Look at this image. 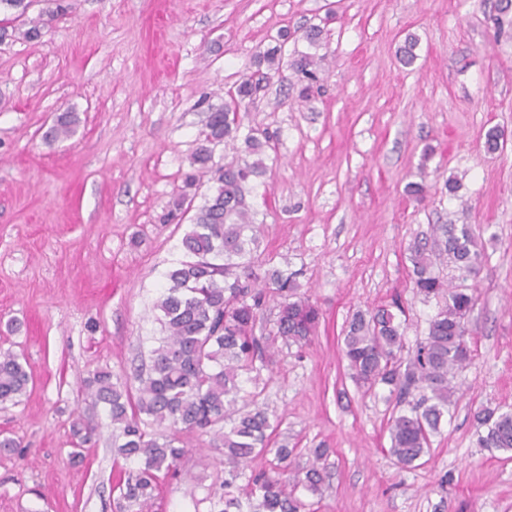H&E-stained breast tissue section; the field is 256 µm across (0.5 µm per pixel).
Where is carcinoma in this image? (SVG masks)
I'll list each match as a JSON object with an SVG mask.
<instances>
[{"mask_svg":"<svg viewBox=\"0 0 512 512\" xmlns=\"http://www.w3.org/2000/svg\"><path fill=\"white\" fill-rule=\"evenodd\" d=\"M52 8L24 22L28 41H40L51 24L66 16L68 0H50ZM26 0H0V39L10 36L15 22L27 13ZM282 53L281 43L256 56V70L225 91L224 103L207 105L206 120L198 134V147L185 174V187L211 175L215 191L195 213L181 239L185 259L165 273V289L155 303L165 336L150 350V364L136 375L138 387L112 382V373L99 370L85 381L92 401L108 411L112 428L119 432V452L138 467L119 481L118 508L123 503L148 506L158 489L160 475L176 472L185 453L183 437L214 435L224 449V492L219 512H302L305 504L298 488L316 494L324 481L317 464L305 474L294 469L293 450L276 440L279 423L258 402L260 368L270 344L254 335L259 313L269 297L280 298L273 336L284 343L305 345L320 321L319 309L296 297L301 272L272 266L259 273L251 261L260 225L254 223L246 202L247 186L265 173L261 133H241L237 112L272 78ZM291 68L302 82L299 96L307 98L317 82L316 62L301 54ZM78 119L65 111L56 116L49 140H64L75 133ZM243 155L227 164L215 161V148L236 141ZM481 259L478 244L466 225L438 224L433 246L419 241L411 249L412 282L426 297H442L445 305L431 320L425 341L403 354L404 321L389 305L357 312L344 331L343 353L352 378L366 390L389 387L398 411L389 420L390 448L396 461L409 467L430 448L442 417L455 395L448 375L474 357L466 317L473 294L450 288L434 271L438 264L471 274ZM31 380L27 364L11 352H0V404L17 405ZM477 418L486 427L479 436L484 448L512 451V411L484 409ZM73 456L83 458L94 427L78 419L72 425ZM272 454L276 475H252L237 484L247 462Z\"/></svg>","mask_w":512,"mask_h":512,"instance_id":"carcinoma-1","label":"carcinoma"}]
</instances>
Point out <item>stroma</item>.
I'll return each instance as SVG.
<instances>
[{
	"instance_id": "35a3bbf8",
	"label": "stroma",
	"mask_w": 512,
	"mask_h": 512,
	"mask_svg": "<svg viewBox=\"0 0 512 512\" xmlns=\"http://www.w3.org/2000/svg\"><path fill=\"white\" fill-rule=\"evenodd\" d=\"M498 2L70 0L41 42H0V351L32 376L20 404L0 405V432L21 446L0 452V512H116L129 464L82 384L101 369L130 379L160 336L152 305L193 214L162 217L197 146L200 103L221 104L283 30L286 65L239 122L270 136L247 195L264 226L253 261L300 270L299 293L322 314L310 343H275L260 380L296 469H324L318 494L297 492L305 512H512V452L480 447L476 419L512 408V10ZM411 34L407 67L398 50ZM300 53L317 62L306 102L289 67ZM67 110L74 135L47 142ZM437 224L469 225L484 247L477 274L436 268L474 294L477 351L451 380L429 452L404 467L388 453L395 398L354 382L341 339L353 313L396 300L407 350L424 341L443 300L416 292L409 256ZM78 418L99 426L81 461ZM186 443L147 510L128 512H212L224 456L209 436Z\"/></svg>"
}]
</instances>
